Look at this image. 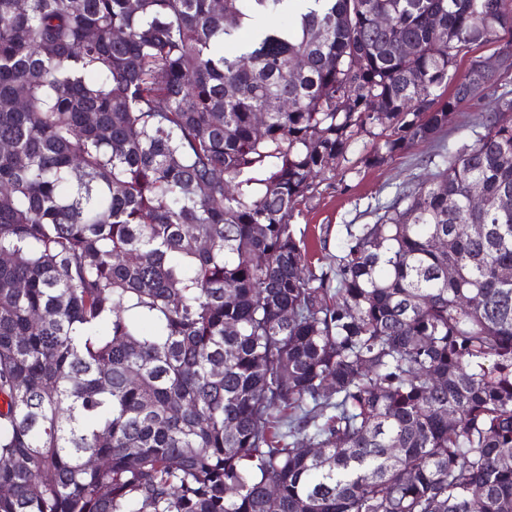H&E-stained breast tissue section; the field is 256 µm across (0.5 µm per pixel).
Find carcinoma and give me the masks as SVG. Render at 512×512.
<instances>
[{"label": "carcinoma", "mask_w": 512, "mask_h": 512, "mask_svg": "<svg viewBox=\"0 0 512 512\" xmlns=\"http://www.w3.org/2000/svg\"><path fill=\"white\" fill-rule=\"evenodd\" d=\"M503 40L512 0H0V512H512V90L457 70ZM489 96L312 268L329 162Z\"/></svg>", "instance_id": "obj_1"}]
</instances>
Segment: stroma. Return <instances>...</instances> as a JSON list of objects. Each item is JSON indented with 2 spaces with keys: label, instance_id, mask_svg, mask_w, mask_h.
<instances>
[{
  "label": "stroma",
  "instance_id": "stroma-1",
  "mask_svg": "<svg viewBox=\"0 0 512 512\" xmlns=\"http://www.w3.org/2000/svg\"><path fill=\"white\" fill-rule=\"evenodd\" d=\"M436 146L415 145L392 161L371 168L361 164L364 148L356 146L348 162L336 167L329 179L320 183L315 196L302 204L294 220L296 229L310 238H326L327 253H335L347 225L373 222L375 207L388 202L400 184L423 174L420 161L434 154Z\"/></svg>",
  "mask_w": 512,
  "mask_h": 512
}]
</instances>
